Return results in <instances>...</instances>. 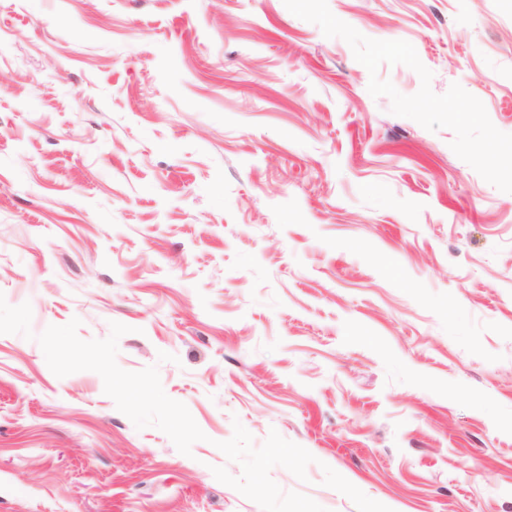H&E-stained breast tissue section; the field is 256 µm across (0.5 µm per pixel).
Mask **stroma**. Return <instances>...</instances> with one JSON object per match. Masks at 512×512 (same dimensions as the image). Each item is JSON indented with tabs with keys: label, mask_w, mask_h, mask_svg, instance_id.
<instances>
[{
	"label": "stroma",
	"mask_w": 512,
	"mask_h": 512,
	"mask_svg": "<svg viewBox=\"0 0 512 512\" xmlns=\"http://www.w3.org/2000/svg\"><path fill=\"white\" fill-rule=\"evenodd\" d=\"M512 133V0H328ZM283 0H0V512H261L212 469L234 422L357 512H512V193L372 97ZM111 323L205 433L136 429L36 337Z\"/></svg>",
	"instance_id": "obj_1"
}]
</instances>
